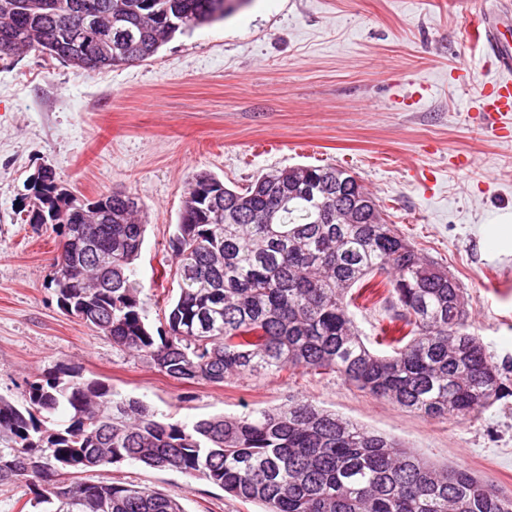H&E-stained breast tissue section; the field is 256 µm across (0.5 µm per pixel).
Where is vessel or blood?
<instances>
[{"instance_id":"b4317fda","label":"vessel or blood","mask_w":512,"mask_h":512,"mask_svg":"<svg viewBox=\"0 0 512 512\" xmlns=\"http://www.w3.org/2000/svg\"><path fill=\"white\" fill-rule=\"evenodd\" d=\"M511 11L512 0H502L499 8L482 13L473 29L484 62L494 65L502 74L492 91L480 94L478 101L485 113L501 117L512 113V49L502 38L498 20Z\"/></svg>"}]
</instances>
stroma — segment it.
<instances>
[{
  "instance_id": "1",
  "label": "stroma",
  "mask_w": 512,
  "mask_h": 512,
  "mask_svg": "<svg viewBox=\"0 0 512 512\" xmlns=\"http://www.w3.org/2000/svg\"><path fill=\"white\" fill-rule=\"evenodd\" d=\"M492 3L252 0L132 66L95 73L35 51L0 57V396L20 401L28 381L61 364L186 425L302 396L512 492V398L442 421L334 373L177 382L59 308L57 232L25 221L27 186L45 166L82 199L135 194L146 229L133 267L156 328L178 293L169 239L188 175L243 188L289 166L338 165L456 278L469 332L512 368V136L494 134L476 108L498 74L477 69L469 35ZM88 478L170 494L186 512H263L206 479L138 462Z\"/></svg>"
}]
</instances>
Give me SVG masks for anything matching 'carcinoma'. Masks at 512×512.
I'll return each mask as SVG.
<instances>
[{
    "label": "carcinoma",
    "instance_id": "cac0c4a2",
    "mask_svg": "<svg viewBox=\"0 0 512 512\" xmlns=\"http://www.w3.org/2000/svg\"><path fill=\"white\" fill-rule=\"evenodd\" d=\"M72 0H0V45L83 64ZM87 40L112 24L107 67L153 57L176 34L229 16L249 0H88ZM26 221L61 237L52 283L60 309L182 383L222 384L286 369L338 374L430 419L474 417L512 397V378L469 333L463 291L382 218L361 182L336 165H297L231 189L199 172L183 185L169 248L179 294L165 327L145 323V285L131 265L143 243L138 199L113 190L79 200L42 167ZM112 215L87 224L83 210ZM385 276L381 330L368 347L349 312L354 287ZM0 398V486L26 482L41 512H185L165 493L82 474L125 460L203 477L266 512H512V495L459 466L436 467L401 441L297 397L272 409L214 416L192 428L119 397L74 368ZM61 428L45 423L59 411ZM37 469L28 472L23 460Z\"/></svg>",
    "mask_w": 512,
    "mask_h": 512
}]
</instances>
